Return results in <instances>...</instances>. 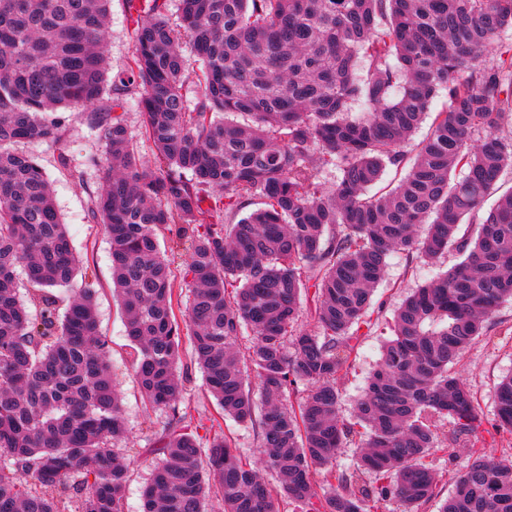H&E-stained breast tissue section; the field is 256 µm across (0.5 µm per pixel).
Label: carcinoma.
<instances>
[{"label": "carcinoma", "mask_w": 512, "mask_h": 512, "mask_svg": "<svg viewBox=\"0 0 512 512\" xmlns=\"http://www.w3.org/2000/svg\"><path fill=\"white\" fill-rule=\"evenodd\" d=\"M109 3L0 0V512H122L130 471L114 449L125 426L95 288L74 287L81 260L49 178L14 148L60 141L61 108L85 113L105 142L90 214L108 235L143 401L165 414L145 449L159 464L142 512H208L212 499L222 512H279L282 497L295 512H385L393 501L422 512L439 495L426 458L442 420L470 456L438 512H512V456L484 451L512 431V375L485 428L454 370L512 299V191L482 211L512 171V0H180L177 28L167 0H127L134 65L106 98ZM182 38L202 61L194 102ZM130 87L151 164L117 112ZM442 91L447 107L412 143ZM318 163L336 170L328 189ZM388 170L398 182L373 191ZM162 232L188 250L184 323L217 403L204 420L180 408ZM450 250L464 259L401 304L346 420L339 376L379 318L387 259L433 263ZM302 311L319 333L296 329ZM226 417L258 425L277 489L243 462ZM354 444L357 461L337 468Z\"/></svg>", "instance_id": "carcinoma-1"}]
</instances>
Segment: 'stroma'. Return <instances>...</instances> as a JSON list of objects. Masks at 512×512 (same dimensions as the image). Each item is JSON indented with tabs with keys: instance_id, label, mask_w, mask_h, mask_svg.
<instances>
[{
	"instance_id": "obj_1",
	"label": "stroma",
	"mask_w": 512,
	"mask_h": 512,
	"mask_svg": "<svg viewBox=\"0 0 512 512\" xmlns=\"http://www.w3.org/2000/svg\"><path fill=\"white\" fill-rule=\"evenodd\" d=\"M104 43L108 50L109 75L117 77L133 63L135 32L127 13L126 0H112L110 21L105 30ZM65 131L61 141L22 145V152L37 158L52 183L56 208L73 245L81 257L87 278L96 288L99 330L106 336L112 353V366L123 395L122 417L127 437L121 443L122 453L131 461L129 477L124 490V512H141L142 493L158 463L146 455L151 433L160 428L163 413L146 408L138 379L132 364L131 349L126 337L124 318L116 298L112 295L110 246L103 225L93 221L88 213V196L103 181L99 161L105 153L104 143L92 135L80 118L69 111H61ZM66 156L67 167H60L58 156ZM80 178H73V171ZM459 260L451 251L437 264L412 261L406 255L390 258L386 277L376 292L383 311L370 334L362 337L351 356L352 367L342 379L344 417H351L353 405L362 394L367 377L380 358L381 348L392 334L394 311L407 293L431 280ZM459 370L473 390L485 423H493L496 387L499 381L512 375V301L498 308L491 325L466 350ZM185 390L181 407L190 414H212L217 410L213 397L204 391L203 374L197 364L185 362L180 370ZM445 440L430 460L439 479L441 495H448L453 487L452 475L468 462L469 444L465 439H450L447 424L438 427Z\"/></svg>"
}]
</instances>
